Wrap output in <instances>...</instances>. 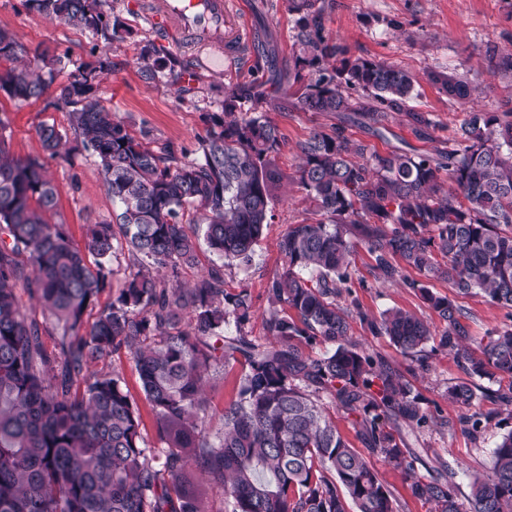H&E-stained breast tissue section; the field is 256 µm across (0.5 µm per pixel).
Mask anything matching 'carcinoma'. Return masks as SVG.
I'll return each mask as SVG.
<instances>
[{
  "label": "carcinoma",
  "mask_w": 512,
  "mask_h": 512,
  "mask_svg": "<svg viewBox=\"0 0 512 512\" xmlns=\"http://www.w3.org/2000/svg\"><path fill=\"white\" fill-rule=\"evenodd\" d=\"M30 2L106 44L130 35L110 23L106 0ZM316 2L288 0L294 100L275 97L259 80L232 87L194 159L152 147L148 133L137 137L113 118L100 93L103 65L83 64L59 86L71 134L95 157L116 207L112 219L87 226L81 248L63 225L44 220L58 189L40 158L9 154L0 120V512H209V490L232 500L233 512H397L378 472L319 399L327 392L368 448L396 467L410 456L402 424L420 428L429 420L402 376L349 334L340 299L349 292L351 258L362 245L385 280L402 278L397 258L460 294L479 291L512 310V114H473L436 157L368 154L342 123L379 127L385 113L406 112L430 124L408 108L417 79L396 65L347 57ZM139 59L151 79L170 62L152 44ZM60 62L0 30V91L10 98H42ZM490 64L494 74H512V52H493ZM429 81L461 102L475 91L456 72H432ZM290 106L339 123L299 145L297 184L316 218L289 225L280 240L286 264L268 284L273 341L260 344L241 332L252 303L244 290L225 293L223 266L191 287L176 281L196 264L201 237L219 259L250 264L279 180L272 154L282 133L268 108ZM38 134L51 156L68 139L53 124L40 125ZM188 210L201 233L188 232ZM120 256L128 262L119 295L81 331ZM403 282L444 323L441 333L399 308L378 320L360 317L407 357L436 342L464 360L469 380L453 385L449 397L467 409L458 423L476 436L490 418L474 407L472 378H512V327L490 336L476 359L464 345V310L415 280ZM22 293L55 322L52 357L43 350L42 325L22 309ZM231 323L234 335L226 332ZM317 339L334 351L306 354L303 345ZM124 348L163 445L158 462L120 374L93 370ZM234 363L245 372L214 431L207 387L213 372ZM470 486L468 512H512V432ZM411 489L433 512H462L446 479L416 477Z\"/></svg>",
  "instance_id": "carcinoma-1"
}]
</instances>
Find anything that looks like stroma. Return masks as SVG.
<instances>
[{"instance_id":"stroma-1","label":"stroma","mask_w":512,"mask_h":512,"mask_svg":"<svg viewBox=\"0 0 512 512\" xmlns=\"http://www.w3.org/2000/svg\"><path fill=\"white\" fill-rule=\"evenodd\" d=\"M324 16L331 36L343 45L349 56L364 57L394 64L413 73L418 94L409 102L411 109L431 118L430 126L410 122L405 113H388L382 135H371L361 127H346L351 140L368 145L370 152L386 154L395 148L437 156L447 149L460 124L474 112H512V75L492 73L489 49L512 50V0H331ZM234 17L245 20L250 36L244 59L235 66L201 67L193 81L183 79V72L195 54L194 49L165 47L149 19L147 0H107L111 19L128 28L130 37L123 42L104 45L91 34L48 19L24 0H0V29L6 30L29 49L50 48L61 58L54 73L55 85L44 98L21 102L0 93V120L10 153L17 158H43L46 174L57 186V208L47 213L52 224L64 225L72 242L82 244L85 228L110 219L113 210L93 156L82 150L79 140L69 139L59 156H45L37 129L48 123L65 129L69 126L68 109L55 104L56 87L65 83L76 66L103 61L100 89L109 100L115 119L133 134L148 132L156 146H171L187 157H198L199 141L212 127V116L224 110L225 88L251 81L256 76L258 48L275 53L280 67H287L293 46L294 18L288 0H228ZM166 48L175 59L173 71L150 80L143 76L137 61L145 43ZM465 74L475 87L473 99L459 104L441 93L428 80L430 72ZM273 120L284 140L276 155L282 181L272 203V218L255 248L249 266H224L227 293L247 291L253 315L244 326L246 336L259 343H269L266 318L268 283L282 270L285 258L278 242L288 225L310 218L311 209L304 193L295 184L299 163L297 147L313 130L334 124L333 116L319 112H276ZM409 279L426 284L434 293L454 296L468 315L466 345L473 356H480L492 332L512 325V311L489 303L482 295H455L447 281L431 274L407 269ZM344 306L358 305L367 315L377 317L386 310L401 308L440 326L436 313L421 300L417 291L402 281L379 278L375 260L366 249L353 256L351 292L343 296ZM350 332L376 360L398 370L429 416L428 423L417 430L403 427L402 434L415 458L412 469L389 465L357 437L343 411L333 409L336 426L348 441L379 473L399 512H431L432 506L412 495L413 477L435 475L440 464L453 473L452 486L460 504L470 496V476L483 471L491 452L501 437L512 432V416L491 399L480 401L482 411L492 419L479 437L463 432L458 424L461 406L448 398V389L465 379L463 363L453 353L425 347L418 359L405 357L385 336L373 335L358 316L349 319ZM141 412V433L150 451H157L154 420L139 379L127 352L111 361Z\"/></svg>"}]
</instances>
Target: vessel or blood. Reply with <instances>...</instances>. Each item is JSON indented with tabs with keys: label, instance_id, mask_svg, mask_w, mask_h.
I'll return each instance as SVG.
<instances>
[{
	"label": "vessel or blood",
	"instance_id": "1",
	"mask_svg": "<svg viewBox=\"0 0 512 512\" xmlns=\"http://www.w3.org/2000/svg\"><path fill=\"white\" fill-rule=\"evenodd\" d=\"M150 19L155 30L176 48L201 44L217 54L234 56L248 41L230 18L226 0H165Z\"/></svg>",
	"mask_w": 512,
	"mask_h": 512
}]
</instances>
